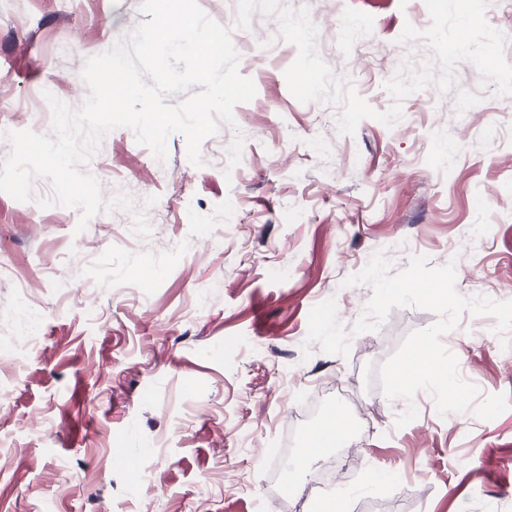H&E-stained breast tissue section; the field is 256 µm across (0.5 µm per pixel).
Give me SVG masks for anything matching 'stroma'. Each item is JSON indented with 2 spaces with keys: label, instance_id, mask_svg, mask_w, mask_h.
<instances>
[{
  "label": "stroma",
  "instance_id": "1",
  "mask_svg": "<svg viewBox=\"0 0 512 512\" xmlns=\"http://www.w3.org/2000/svg\"><path fill=\"white\" fill-rule=\"evenodd\" d=\"M295 1L320 57L375 110L395 103L385 84L403 60L429 53L400 40L430 25L425 0L281 3ZM140 3L0 0V131L51 133L49 86L80 109L86 59L143 21ZM268 21L257 12L232 32L254 48L239 71L257 93L203 141L202 166L182 135L162 162L120 127L84 169L131 209L81 231L79 210L38 206L49 181L31 202L0 193V343L23 341L24 315L42 319L20 366L0 369V512H264L273 449L317 428L314 401L341 408L350 435L292 468V512H310L333 461L347 466L348 512H512V407L443 417L420 392L416 419L397 427L407 403L384 395L378 366L437 316L395 308L353 334L372 289L346 283L375 254L394 274L423 255L455 262L461 295L512 300V95L464 61L454 88L410 94L393 126L366 119L344 135L337 105L291 95L295 46L258 51ZM238 131L231 168L216 150ZM495 325L466 313L441 341L481 395L512 399ZM371 471L391 478L367 486Z\"/></svg>",
  "mask_w": 512,
  "mask_h": 512
}]
</instances>
